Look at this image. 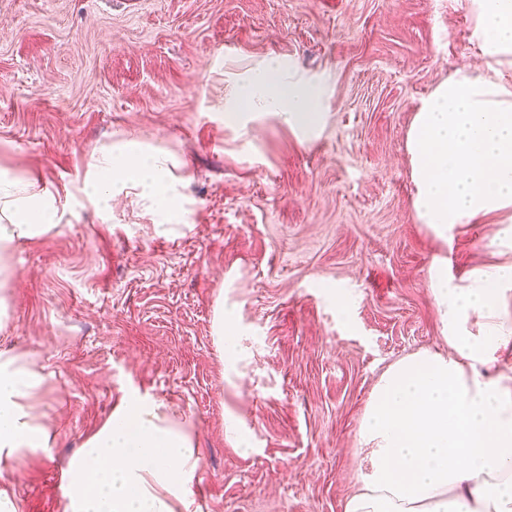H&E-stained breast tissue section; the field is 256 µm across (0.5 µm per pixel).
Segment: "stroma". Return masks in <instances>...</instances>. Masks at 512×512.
I'll use <instances>...</instances> for the list:
<instances>
[{
  "mask_svg": "<svg viewBox=\"0 0 512 512\" xmlns=\"http://www.w3.org/2000/svg\"><path fill=\"white\" fill-rule=\"evenodd\" d=\"M474 23L471 0H0V167L74 192L20 246L0 329V352L42 375L32 404L54 437L0 470L17 512H66L58 477L136 395L192 434L196 512H344L381 374L450 353L434 259L457 282L512 260V215L443 241L413 208L407 133L436 86L485 72ZM271 58L324 91L308 140L270 112L224 120ZM130 138L179 160L182 217L77 197L90 152Z\"/></svg>",
  "mask_w": 512,
  "mask_h": 512,
  "instance_id": "1",
  "label": "stroma"
}]
</instances>
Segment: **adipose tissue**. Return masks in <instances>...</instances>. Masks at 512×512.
<instances>
[{"label": "adipose tissue", "instance_id": "ef3b65f1", "mask_svg": "<svg viewBox=\"0 0 512 512\" xmlns=\"http://www.w3.org/2000/svg\"><path fill=\"white\" fill-rule=\"evenodd\" d=\"M472 2L473 36L488 65L512 66V0ZM322 102L320 87L283 78L271 58L224 119L244 124L262 109L307 138ZM407 148L417 218L437 237L511 210L512 82L456 73L416 112ZM125 188L169 208L178 197L170 158L136 141L94 148L83 197L108 213ZM64 215L59 192L34 175L0 168V327L11 318L20 243L56 229ZM429 287L453 354L419 352L382 373L360 431L371 472L345 512H512V368L494 380L481 372L512 342V320L494 305L512 290V262L460 285L449 282L443 258L430 269ZM41 383L19 357L0 352L1 468L52 441L29 406ZM196 466L192 437L160 403L121 402L82 443L71 466L68 512H190Z\"/></svg>", "mask_w": 512, "mask_h": 512}]
</instances>
